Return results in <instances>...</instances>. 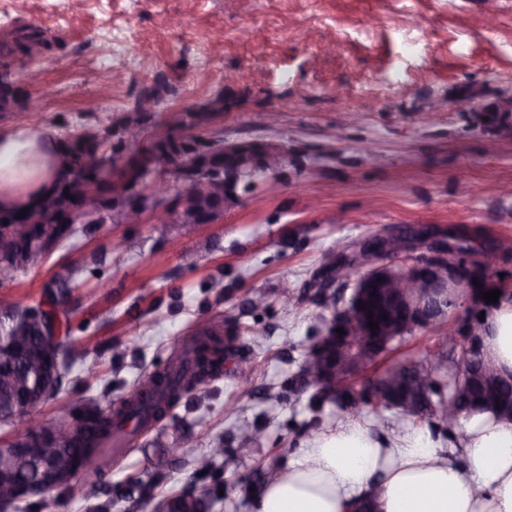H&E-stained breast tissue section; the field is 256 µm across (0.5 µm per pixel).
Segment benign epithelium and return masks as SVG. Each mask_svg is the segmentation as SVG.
I'll return each instance as SVG.
<instances>
[{"label": "benign epithelium", "instance_id": "benign-epithelium-1", "mask_svg": "<svg viewBox=\"0 0 512 512\" xmlns=\"http://www.w3.org/2000/svg\"><path fill=\"white\" fill-rule=\"evenodd\" d=\"M224 154L239 160L238 175L199 170L183 180L180 174L170 170L166 158H155L154 167L167 172L168 176L151 179L133 190L120 189L130 198L120 223L142 224L148 219L163 224L179 223L181 208L156 206L159 199L170 196L172 184L176 183L184 193L192 191L211 198L224 197L218 211L203 210L192 217L196 224H214L226 210L247 198L245 183L252 181L261 191L273 193L288 173V164L295 162L288 142L278 139L267 140L258 156L248 148L247 142L226 139ZM410 240L423 245L421 255L424 260L415 262L407 271H397L392 265L380 262L383 255L396 249L394 239L379 234L360 240L363 248L360 261L371 264L372 273L348 285L352 291L349 304L338 309L336 317L319 334L309 365L310 379L323 387L334 389L340 384L343 374L351 368L347 346L336 339V329L339 327L352 336L360 337L363 353L371 355L385 342L386 337L430 330L448 318L450 310L461 305L464 313L458 316L455 323L453 344L465 352L467 376L480 383L487 396H492L497 379L487 362L485 336L488 325L485 321L478 323L470 319L469 311L483 307L481 291L471 286L472 279L478 274L488 276L496 265L498 254L491 251L482 253L477 257L481 265L475 267L470 257L463 258L456 253L453 241L446 236H436L432 231L421 228ZM370 300L376 302L388 316L387 323L378 326L376 331L369 326L371 318L366 310L360 308ZM407 382L426 388L431 379L408 373L399 381L389 384L383 393L384 398L393 405L400 404L404 391L399 386ZM31 399L30 393L19 395L13 406L12 422L31 416L36 407ZM54 434L53 429L31 428L0 450L7 457H26L36 470L34 479L24 481L10 463H0V495L30 500L72 480L76 471L58 457L51 446Z\"/></svg>", "mask_w": 512, "mask_h": 512}]
</instances>
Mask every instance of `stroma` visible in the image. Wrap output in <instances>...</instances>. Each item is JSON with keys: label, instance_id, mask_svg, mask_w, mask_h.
<instances>
[{"label": "stroma", "instance_id": "1", "mask_svg": "<svg viewBox=\"0 0 512 512\" xmlns=\"http://www.w3.org/2000/svg\"><path fill=\"white\" fill-rule=\"evenodd\" d=\"M27 27L44 42L26 68L39 109L0 112L1 128L108 125L164 80L172 91L138 141L164 113L221 91L225 138H282L302 160L278 195L250 196L218 223L107 221L0 287L29 305L78 272L73 334L96 351L39 407L49 422L68 419L73 400L119 401L208 324L237 350L222 378L140 431L118 464L51 491L55 512H156L199 492L211 512H254L262 467L297 463L345 423L329 406L313 416L289 384L329 311L305 302L290 314L276 301L281 283L301 291L337 241L405 225L486 240L500 245L498 271L512 285V119L483 113L512 94V0H0V47ZM116 239L127 245L119 263ZM214 276L223 296L207 287ZM178 442L192 458L171 455ZM219 443L223 457L199 471L193 457Z\"/></svg>", "mask_w": 512, "mask_h": 512}]
</instances>
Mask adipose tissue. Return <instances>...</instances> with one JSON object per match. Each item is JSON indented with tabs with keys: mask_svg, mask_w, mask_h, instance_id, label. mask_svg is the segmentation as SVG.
Instances as JSON below:
<instances>
[{
	"mask_svg": "<svg viewBox=\"0 0 512 512\" xmlns=\"http://www.w3.org/2000/svg\"><path fill=\"white\" fill-rule=\"evenodd\" d=\"M65 173L55 138L0 129V205L32 201ZM487 345L495 365L512 370V304L495 311ZM459 446L456 463L427 427L390 446L348 424L315 437L302 462L266 484L255 512H348L349 501L365 491L377 512H512V422L475 417Z\"/></svg>",
	"mask_w": 512,
	"mask_h": 512,
	"instance_id": "adipose-tissue-1",
	"label": "adipose tissue"
}]
</instances>
